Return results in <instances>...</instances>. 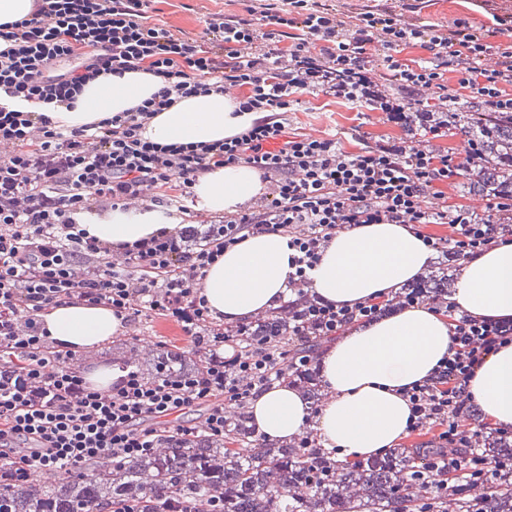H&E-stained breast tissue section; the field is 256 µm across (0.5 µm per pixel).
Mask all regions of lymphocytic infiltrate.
<instances>
[{"label":"lymphocytic infiltrate","mask_w":512,"mask_h":512,"mask_svg":"<svg viewBox=\"0 0 512 512\" xmlns=\"http://www.w3.org/2000/svg\"><path fill=\"white\" fill-rule=\"evenodd\" d=\"M151 0H33L29 15L0 26V471L22 482L54 470L80 472L112 455L130 461L191 426L155 428L157 419L207 406L205 430L224 434L225 409L243 406L312 357L242 347L231 326L213 317L199 282L206 269L247 236L287 237L297 297L290 336L341 335L378 320L388 296L336 304L308 297L311 274L337 230L360 224H448V241L426 246L456 260L497 242L512 226L473 220L441 203L434 185L464 166L409 142H384L356 153L335 139L288 129L296 94L323 92L344 103L400 118L425 111L413 90L431 92L434 111L452 97L512 112V39L468 24L418 25L387 8L345 17L320 0H263L244 13L209 14L202 32L151 23ZM291 45H284V38ZM426 51L405 63L401 50ZM77 58L58 72L61 60ZM143 70L159 87L141 104L73 129L48 109L74 108L82 87L103 75ZM220 92L249 126L213 142L159 144L142 131L177 99ZM243 162L265 191L253 204L196 225L194 186L214 169ZM175 209L184 221L131 244L115 245L82 229L86 213L144 204ZM66 303L112 308L124 324L142 311L176 322L203 359L202 371L161 366L155 376L127 369L111 390L90 387L70 368L71 351L51 346L42 316ZM451 344L423 383L404 388L407 433L440 426L441 451L410 480L430 495L447 494L442 474L488 485L500 460L479 452L464 420L475 408V369L512 345V319L458 313L446 301Z\"/></svg>","instance_id":"lymphocytic-infiltrate-1"}]
</instances>
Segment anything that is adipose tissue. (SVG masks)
Returning <instances> with one entry per match:
<instances>
[{"instance_id":"1","label":"adipose tissue","mask_w":512,"mask_h":512,"mask_svg":"<svg viewBox=\"0 0 512 512\" xmlns=\"http://www.w3.org/2000/svg\"><path fill=\"white\" fill-rule=\"evenodd\" d=\"M157 88L155 77L142 70L106 75L84 86L75 109L52 118L66 128H80L137 105ZM235 108L221 94L183 98L152 119L143 135L160 144L230 137L253 119ZM263 189L259 173L245 163L207 172L195 186L204 210L217 214L235 211ZM162 221L152 210L116 211L90 216L87 230L115 244L132 243L160 229ZM291 254L287 238L278 233L251 235L227 250L199 283L213 315L242 323L277 306L286 293ZM429 262V249L406 225L361 224L332 238L313 273L312 289L323 300L352 305L417 279ZM452 299L458 312L511 319L512 243L491 245L465 260ZM44 326L53 341L74 351L98 347L124 330L111 308L72 303L51 309ZM449 344V325L437 313L425 306L405 309L349 330L326 351L319 377L331 397L318 413L285 384L259 393L249 412L257 431L271 440L291 441L313 418L325 447L353 458L384 452L409 422L402 389L428 379ZM468 390L495 422L512 426V346L487 357Z\"/></svg>"}]
</instances>
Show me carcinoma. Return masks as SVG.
<instances>
[{
    "label": "carcinoma",
    "instance_id": "obj_1",
    "mask_svg": "<svg viewBox=\"0 0 512 512\" xmlns=\"http://www.w3.org/2000/svg\"><path fill=\"white\" fill-rule=\"evenodd\" d=\"M441 127L464 138L476 156V166L464 189L489 202L512 196V113L487 112L464 102L446 112H412L402 127L414 124ZM448 265L441 261L413 285L426 299L448 296ZM288 306L269 312L247 325L244 342L264 337L285 352L297 346L288 341ZM307 398L318 400L313 374L293 376ZM482 414L472 411L469 420L482 430L487 441L483 451L502 460L512 459V440L485 430ZM328 456L324 448L274 446L261 438L245 411L230 417L224 436L211 438L200 431L176 446L157 448L132 461L104 459L89 463L71 476L31 478L12 482L0 478V512H98L103 506L126 502L144 512H162L179 503L191 512H419L423 489L407 481L406 452L393 451L353 464H333L318 470L312 481L309 458ZM357 486L361 494L347 489ZM432 512H512V477H503L472 495L457 486L432 501Z\"/></svg>",
    "mask_w": 512,
    "mask_h": 512
}]
</instances>
